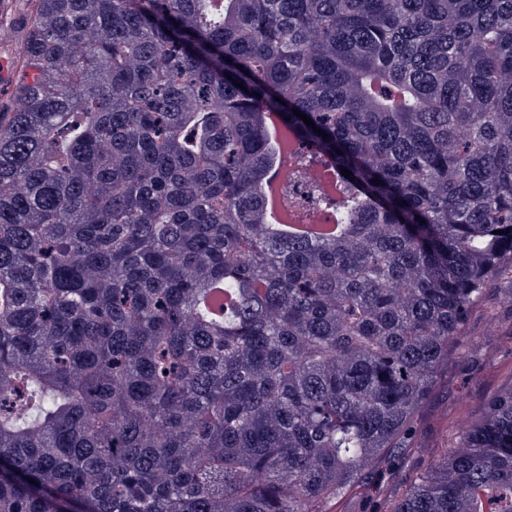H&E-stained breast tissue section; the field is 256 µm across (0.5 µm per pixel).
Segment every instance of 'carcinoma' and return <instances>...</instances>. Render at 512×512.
I'll return each instance as SVG.
<instances>
[{
  "label": "carcinoma",
  "instance_id": "obj_1",
  "mask_svg": "<svg viewBox=\"0 0 512 512\" xmlns=\"http://www.w3.org/2000/svg\"><path fill=\"white\" fill-rule=\"evenodd\" d=\"M26 2L0 512H333L417 452L448 346L512 275V0ZM265 111L290 179L320 158L345 189L289 204L346 236L267 233ZM388 512H512V391ZM264 126L269 136L270 151L275 163H278L280 171L288 163L289 155L292 150V144L281 130L279 122L272 116H267Z\"/></svg>",
  "mask_w": 512,
  "mask_h": 512
}]
</instances>
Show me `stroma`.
<instances>
[{"label":"stroma","mask_w":512,"mask_h":512,"mask_svg":"<svg viewBox=\"0 0 512 512\" xmlns=\"http://www.w3.org/2000/svg\"><path fill=\"white\" fill-rule=\"evenodd\" d=\"M512 390V283L491 284L462 326L459 346L450 348L448 362L417 418L418 455L388 459L367 475L359 499L347 512H384L388 497L406 485L412 469L426 467L435 457L457 446L462 428L478 422L494 395Z\"/></svg>","instance_id":"stroma-1"}]
</instances>
